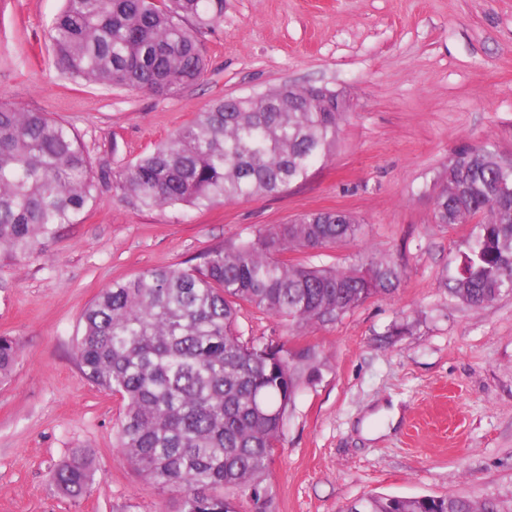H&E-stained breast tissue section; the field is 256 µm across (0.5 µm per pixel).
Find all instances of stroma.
Returning a JSON list of instances; mask_svg holds the SVG:
<instances>
[{
    "mask_svg": "<svg viewBox=\"0 0 512 512\" xmlns=\"http://www.w3.org/2000/svg\"><path fill=\"white\" fill-rule=\"evenodd\" d=\"M63 0H0V95L70 126L94 166L151 151L212 100L325 86L348 110L332 157L277 196L146 209L100 185L82 223L41 250L0 257V335L17 363L0 380V512H173L116 448L117 398L80 372L81 316L113 282L230 246L257 228L345 210L363 234L292 262L347 269L384 256L397 289L325 324L244 308V340L313 351L284 418L272 512H345L369 495L458 494L512 507V293L471 306L449 286L473 224L434 223L433 183L457 152L512 156V0H224L201 35L207 69L166 96L77 84L47 31ZM90 452L73 501L51 469Z\"/></svg>",
    "mask_w": 512,
    "mask_h": 512,
    "instance_id": "stroma-1",
    "label": "stroma"
}]
</instances>
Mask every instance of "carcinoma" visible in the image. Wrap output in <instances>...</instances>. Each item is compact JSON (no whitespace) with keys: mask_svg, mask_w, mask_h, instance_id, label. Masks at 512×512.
Returning a JSON list of instances; mask_svg holds the SVG:
<instances>
[{"mask_svg":"<svg viewBox=\"0 0 512 512\" xmlns=\"http://www.w3.org/2000/svg\"><path fill=\"white\" fill-rule=\"evenodd\" d=\"M224 17V0H65L49 39L57 68L73 80L169 95L206 69L199 36ZM346 100L326 87L285 85L220 98L152 151L111 173L93 172L78 135L44 112L0 98V256L25 257L94 205L99 184L145 208H208L277 195L329 160ZM436 193L433 220L477 221L450 293L472 306L512 290V166L492 146L455 154ZM349 213H306L268 225L203 261L148 269L114 282L82 315L75 358L83 375L117 397L119 447L130 467L176 512H267L266 484L287 411L311 352L281 355L273 343L241 339L249 306L291 325L335 321L388 294L399 272L386 257L355 271L291 263L294 247L318 249L355 238ZM0 336V378L18 359ZM94 481L75 451L51 473L79 499ZM347 512H504L495 499L370 495Z\"/></svg>","mask_w":512,"mask_h":512,"instance_id":"1","label":"carcinoma"}]
</instances>
